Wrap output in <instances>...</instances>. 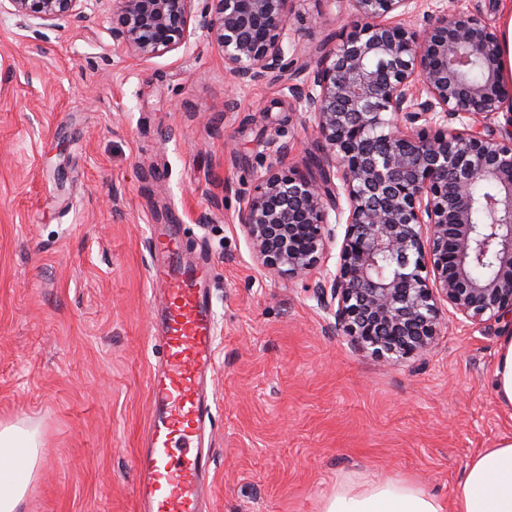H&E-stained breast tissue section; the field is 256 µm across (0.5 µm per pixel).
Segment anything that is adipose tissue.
Listing matches in <instances>:
<instances>
[{"label":"adipose tissue","instance_id":"adipose-tissue-1","mask_svg":"<svg viewBox=\"0 0 512 512\" xmlns=\"http://www.w3.org/2000/svg\"><path fill=\"white\" fill-rule=\"evenodd\" d=\"M41 456L37 429L0 425V512H18ZM321 512H443L434 494L408 478L356 482L345 478ZM455 512H512V436L483 450L467 466L455 490Z\"/></svg>","mask_w":512,"mask_h":512}]
</instances>
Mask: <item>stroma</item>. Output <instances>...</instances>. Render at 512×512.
Listing matches in <instances>:
<instances>
[{"label": "stroma", "mask_w": 512, "mask_h": 512, "mask_svg": "<svg viewBox=\"0 0 512 512\" xmlns=\"http://www.w3.org/2000/svg\"><path fill=\"white\" fill-rule=\"evenodd\" d=\"M82 10L0 9V424L42 443L20 512H134L158 365L149 227L170 216L214 276L211 512H321L344 477L411 478L454 512L467 463L512 435L492 386L504 324L445 313L432 350L395 365L355 350L237 222L269 139L319 175L302 105L278 81L234 85L205 33L143 58L113 43L111 0ZM349 21L299 0L290 23L313 53Z\"/></svg>", "instance_id": "obj_1"}]
</instances>
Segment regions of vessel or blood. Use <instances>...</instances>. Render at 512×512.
<instances>
[{
  "mask_svg": "<svg viewBox=\"0 0 512 512\" xmlns=\"http://www.w3.org/2000/svg\"><path fill=\"white\" fill-rule=\"evenodd\" d=\"M178 224L155 225L150 278L161 303L149 323L163 359L150 382L151 420L134 460L138 512H206L213 457L206 441L215 401L217 315L209 260L186 257Z\"/></svg>",
  "mask_w": 512,
  "mask_h": 512,
  "instance_id": "vessel-or-blood-1",
  "label": "vessel or blood"
}]
</instances>
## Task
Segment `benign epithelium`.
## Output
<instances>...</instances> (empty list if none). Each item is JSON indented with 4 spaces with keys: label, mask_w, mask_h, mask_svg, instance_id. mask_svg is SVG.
Here are the masks:
<instances>
[{
    "label": "benign epithelium",
    "mask_w": 512,
    "mask_h": 512,
    "mask_svg": "<svg viewBox=\"0 0 512 512\" xmlns=\"http://www.w3.org/2000/svg\"><path fill=\"white\" fill-rule=\"evenodd\" d=\"M7 2L23 18H83L82 0ZM296 2L113 0L112 41L149 58L200 30L239 85L295 70L301 82L286 88L308 112L325 168L306 175L288 166V146L271 141L276 161L256 175L238 224L264 269L303 281L331 236L328 205L344 193L336 274L314 292L362 352L382 365L424 355L445 305L462 325L512 323V129L494 130L504 99L497 31L446 6L408 27L418 0H330L348 3L354 20L298 66L288 57ZM474 58L481 76L472 81ZM478 184L493 196L479 198ZM486 259L494 272L479 276Z\"/></svg>",
    "instance_id": "7a95c632"
}]
</instances>
